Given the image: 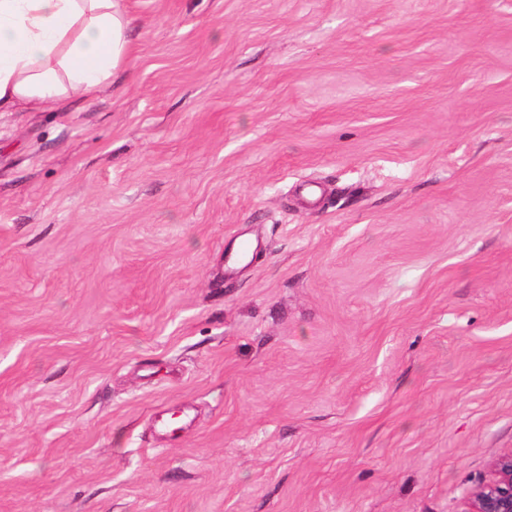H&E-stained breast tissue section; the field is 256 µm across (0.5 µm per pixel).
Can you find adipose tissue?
I'll return each mask as SVG.
<instances>
[{"label": "adipose tissue", "instance_id": "1", "mask_svg": "<svg viewBox=\"0 0 512 512\" xmlns=\"http://www.w3.org/2000/svg\"><path fill=\"white\" fill-rule=\"evenodd\" d=\"M121 0H0V112L91 98L131 51Z\"/></svg>", "mask_w": 512, "mask_h": 512}]
</instances>
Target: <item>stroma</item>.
I'll return each instance as SVG.
<instances>
[{
  "instance_id": "stroma-1",
  "label": "stroma",
  "mask_w": 512,
  "mask_h": 512,
  "mask_svg": "<svg viewBox=\"0 0 512 512\" xmlns=\"http://www.w3.org/2000/svg\"><path fill=\"white\" fill-rule=\"evenodd\" d=\"M0 112V512H465L512 452V0H124Z\"/></svg>"
}]
</instances>
